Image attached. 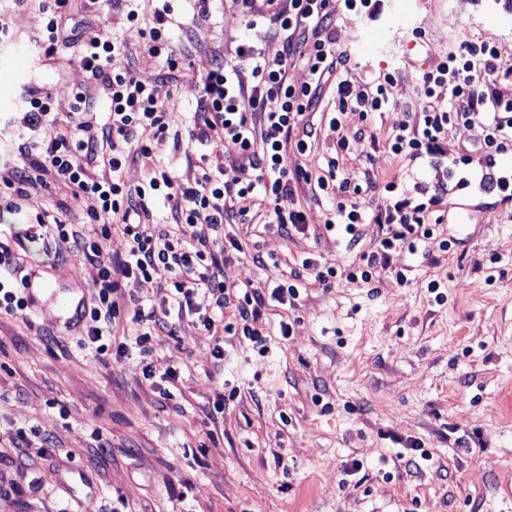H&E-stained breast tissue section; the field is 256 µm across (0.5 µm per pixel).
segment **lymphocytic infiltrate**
<instances>
[{"mask_svg":"<svg viewBox=\"0 0 512 512\" xmlns=\"http://www.w3.org/2000/svg\"><path fill=\"white\" fill-rule=\"evenodd\" d=\"M72 2L41 0L47 22L34 42L48 59L63 49L74 50L88 81L73 88L72 110L63 130L57 127L51 92L44 87L27 91L21 122L29 135L18 148L32 160L24 171L0 168V209H20L27 184L50 178L73 184L75 196L97 199V208L88 212L81 230L52 219L44 208L29 216L32 226H54L56 246H68L92 279L94 293L84 309L85 331L78 346L94 349L106 366L133 347L149 353L153 336L173 333L176 320L190 316L213 336L210 355L220 362L228 336L266 347L265 310L272 305L295 309L308 282L328 288L343 278L368 286L377 274L388 272L397 283H406V274L397 265L400 254L424 252L436 226L444 221L446 185L419 184L410 191L395 180L354 183L338 178V158H330L317 175L299 163L310 145L309 118L325 90L334 93L335 115L350 109L367 122L385 109L395 80L391 73L365 84L349 78L350 59L336 49L330 0H230L245 17L250 35L236 45L232 60L217 63L201 77L189 133L191 141L221 147L224 165L215 170L207 157H200V173L191 184L178 181L155 162L169 136V124L168 108L158 100L154 84L139 79L131 63L121 62L123 45L117 37L104 33L86 38L78 29H66L63 21ZM173 12V0H161L151 19L140 18L133 9L126 15L148 54L159 58L171 74L183 67L169 35ZM271 36L282 41V52L273 60L260 50ZM499 59L498 47L470 42L423 72L420 83L428 104L408 113L388 136L390 153L435 169L468 168L471 151L448 148L444 134L451 125L480 126L483 137L476 150L485 157L512 149V100L502 99L495 88L504 75ZM298 63L309 75L300 84L288 76ZM94 84L104 88L103 100L91 93ZM99 103L108 110L109 122L100 134H85L79 116ZM102 143L112 152L111 175L98 180L88 175L84 163ZM130 144L137 155L154 163L149 179L134 189L122 178ZM303 183L313 196L332 201L324 215L325 231H343L355 245L363 225L374 224L375 246L340 268H325L316 258L304 257L299 268L267 289L227 282L226 255L243 246L237 238L226 237L224 227L249 221L246 213L234 211V199L260 197L269 223L287 236L305 235L306 214L295 202ZM157 197L168 202L175 223L192 228L193 246L169 231H149V203ZM117 224L128 242L121 255L106 249ZM153 278L159 281L160 297L147 304L133 288ZM28 286L10 241L0 238V315L25 316ZM123 323L133 326L132 335H116V327Z\"/></svg>","mask_w":512,"mask_h":512,"instance_id":"f902f5d3","label":"lymphocytic infiltrate"}]
</instances>
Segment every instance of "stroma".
<instances>
[{"mask_svg":"<svg viewBox=\"0 0 512 512\" xmlns=\"http://www.w3.org/2000/svg\"><path fill=\"white\" fill-rule=\"evenodd\" d=\"M335 5L336 47L351 55V78L368 83L392 70L396 80L387 108L358 142L357 113L344 112L335 127L321 102L301 165L317 172L335 155L352 182L398 179L410 189L442 180L441 170L392 157L385 139L424 106L418 78L426 67L462 44L496 45L502 67L512 69V8L502 0H383L379 16L368 18L347 13L343 0ZM174 8L170 36L184 68L172 82H158L161 64L129 27L124 0H100L90 10L74 0L65 24L115 32L136 75L157 81L170 128L159 155L191 183L200 156L224 163L223 151L188 139L199 80L233 55L246 29L226 0H214L205 17L194 0ZM0 12L11 35L0 64L37 58V0H0ZM416 29L422 38H413ZM29 80L50 88L63 117L87 74L79 63L47 60ZM21 111L18 101L0 109V147L22 169L29 158L17 150L28 134ZM343 136L350 144L339 154ZM73 191L63 180L26 187L29 204L80 225L98 203ZM448 196L460 207L437 226L429 258H401L407 284L383 273L370 287L344 279L309 286L287 313L290 336L272 337L265 354L228 337L223 362H214L212 336L191 317L175 335L154 337L155 365L173 362L179 371L169 399L145 379L139 353L106 367L77 346L80 332L68 326L59 299L90 298V276L75 257L57 258L50 228L28 238L26 211L0 210V234L26 239L17 258L34 290L29 319L0 317V426L38 423L55 445L50 460L32 468L22 449L0 447V481L20 485L0 494V512H102L118 496L128 512H512L505 494L512 487V200L453 189ZM235 207L253 221L231 225L230 234L273 258L262 266L249 251L233 254L224 277L238 285L273 287L310 252L325 267L349 264L378 230L365 225L355 247L334 235L291 240L264 225L256 197L236 199ZM450 237L455 246L442 249ZM433 280L439 293L428 288ZM226 387L237 396L223 417H211ZM413 440L432 458L409 468L398 454ZM355 459L362 468L348 474Z\"/></svg>","mask_w":512,"mask_h":512,"instance_id":"obj_1","label":"stroma"}]
</instances>
